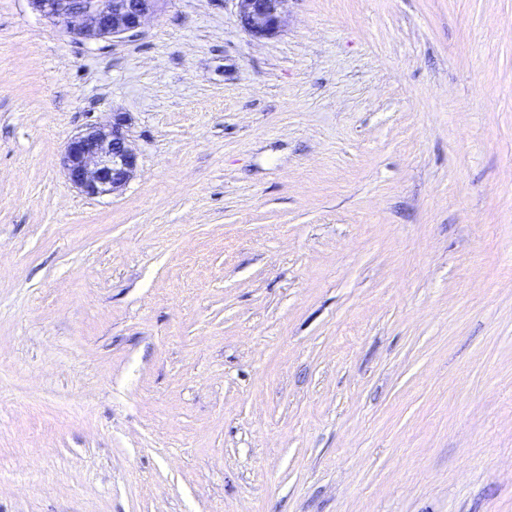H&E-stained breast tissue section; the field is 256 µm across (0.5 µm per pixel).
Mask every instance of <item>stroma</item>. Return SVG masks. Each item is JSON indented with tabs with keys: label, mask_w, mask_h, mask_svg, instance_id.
I'll use <instances>...</instances> for the list:
<instances>
[{
	"label": "stroma",
	"mask_w": 512,
	"mask_h": 512,
	"mask_svg": "<svg viewBox=\"0 0 512 512\" xmlns=\"http://www.w3.org/2000/svg\"><path fill=\"white\" fill-rule=\"evenodd\" d=\"M0 512H512V0H0ZM67 34L84 40L136 37L163 0H28ZM241 27L256 38L272 37L285 21L287 0H235ZM126 122L122 113H113L112 123L89 125L68 141L62 165L85 195L115 194L134 176L138 155Z\"/></svg>",
	"instance_id": "1"
}]
</instances>
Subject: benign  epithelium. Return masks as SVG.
Wrapping results in <instances>:
<instances>
[{"label": "benign epithelium", "mask_w": 512, "mask_h": 512, "mask_svg": "<svg viewBox=\"0 0 512 512\" xmlns=\"http://www.w3.org/2000/svg\"><path fill=\"white\" fill-rule=\"evenodd\" d=\"M31 8L67 34L84 40L136 37L163 0H28ZM287 0H237L241 27L256 38L272 37L285 21ZM127 118L113 114L67 143L62 165L70 182L90 197L115 194L137 168V151L126 130Z\"/></svg>", "instance_id": "7a95c632"}]
</instances>
